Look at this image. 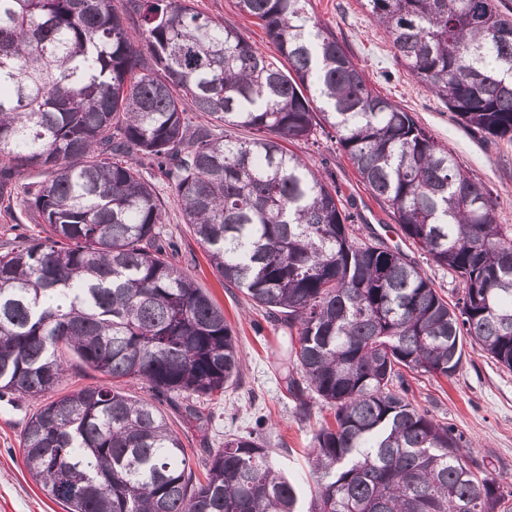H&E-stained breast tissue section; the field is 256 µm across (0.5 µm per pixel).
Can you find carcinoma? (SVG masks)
Returning <instances> with one entry per match:
<instances>
[{"instance_id": "1", "label": "carcinoma", "mask_w": 512, "mask_h": 512, "mask_svg": "<svg viewBox=\"0 0 512 512\" xmlns=\"http://www.w3.org/2000/svg\"><path fill=\"white\" fill-rule=\"evenodd\" d=\"M310 0H235L281 70L194 0H0V196L43 239L0 251V390L56 397L29 418L24 463L66 512H512V487L407 396L450 378L464 338L512 371V225L412 113L378 95ZM395 59L457 123L512 142L504 0H364ZM190 112L208 120L194 124ZM335 134L359 181L462 283L449 304L403 254L357 240L351 201L288 149ZM148 160L224 283L286 334L288 393L335 410L299 487L256 427L191 460L153 401L224 395L242 354L224 311L173 262ZM49 174L18 182L26 170ZM151 400L62 392L65 351Z\"/></svg>"}]
</instances>
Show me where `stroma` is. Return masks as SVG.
<instances>
[{
	"mask_svg": "<svg viewBox=\"0 0 512 512\" xmlns=\"http://www.w3.org/2000/svg\"><path fill=\"white\" fill-rule=\"evenodd\" d=\"M235 0H194L198 10L216 21L236 27L265 54L269 62L286 68L285 59L256 19L242 15ZM363 0H311L314 20L328 27L344 43L364 70L372 88L412 112L438 143L482 180L497 201V220L512 225V143L487 140L466 132L444 103L415 81L393 57L389 39L362 6ZM293 151L307 158L325 176L336 179L345 194L354 198L358 218L350 231L354 237L379 238L400 250L421 267L445 300L456 301L461 285L455 274L428 261L399 224L359 183L355 171L336 139L319 136L317 144L296 143ZM167 216L163 229L177 243L174 262L205 288L223 309L245 365L236 387L215 400H204L200 409L205 429L184 423L176 406L162 402L160 410L180 436L190 458L207 456L221 448L224 437L253 427L265 418L264 445L272 458L293 479H304L312 437L321 423L333 421L332 410L314 403L309 418L299 416L282 379L285 335L254 307L243 292L224 285L210 267L202 247L183 224L172 195H164ZM408 396L433 417L455 426L470 440V455L486 460L494 476H512V371L479 351L467 350L459 373L450 378L407 374ZM38 400L7 393L0 395V512H64L28 474L21 436Z\"/></svg>",
	"mask_w": 512,
	"mask_h": 512,
	"instance_id": "35a3bbf8",
	"label": "stroma"
}]
</instances>
